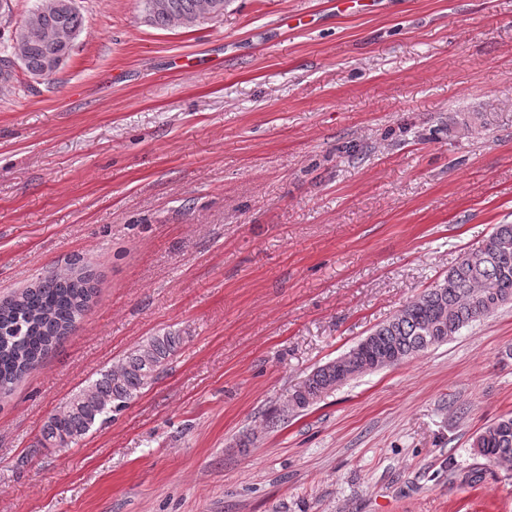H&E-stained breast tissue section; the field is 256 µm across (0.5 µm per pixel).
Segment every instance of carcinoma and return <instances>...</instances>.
<instances>
[{
	"instance_id": "carcinoma-1",
	"label": "carcinoma",
	"mask_w": 512,
	"mask_h": 512,
	"mask_svg": "<svg viewBox=\"0 0 512 512\" xmlns=\"http://www.w3.org/2000/svg\"><path fill=\"white\" fill-rule=\"evenodd\" d=\"M148 22L194 26L224 14V0H141ZM82 17L70 0H37L16 27L12 43L0 46V59L17 60L31 77L54 60L68 59ZM94 288L83 274L49 277L0 303V398L38 365L90 308ZM512 304V224L495 227L478 248L465 253L442 281L403 305L370 333L369 344L346 352V372L355 379L442 344L473 323ZM182 337L153 336L129 352L89 386L72 394L44 422L38 445L71 448L98 424L112 418L149 386L181 344ZM336 365L326 363L296 384L287 409L306 410L336 389ZM476 455L512 465V415L488 424L473 441Z\"/></svg>"
}]
</instances>
